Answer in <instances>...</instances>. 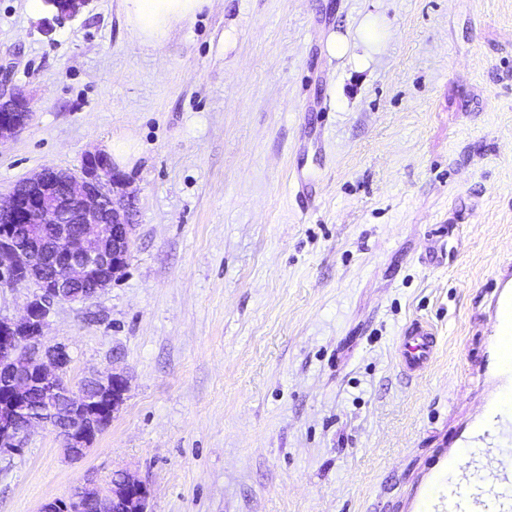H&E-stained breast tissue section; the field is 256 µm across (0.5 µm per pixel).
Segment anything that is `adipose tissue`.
I'll list each match as a JSON object with an SVG mask.
<instances>
[{"label": "adipose tissue", "mask_w": 512, "mask_h": 512, "mask_svg": "<svg viewBox=\"0 0 512 512\" xmlns=\"http://www.w3.org/2000/svg\"><path fill=\"white\" fill-rule=\"evenodd\" d=\"M212 3L213 0H122L134 38L149 44L163 41L172 24L194 17Z\"/></svg>", "instance_id": "adipose-tissue-1"}]
</instances>
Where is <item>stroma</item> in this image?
Here are the masks:
<instances>
[{"instance_id":"obj_1","label":"stroma","mask_w":512,"mask_h":512,"mask_svg":"<svg viewBox=\"0 0 512 512\" xmlns=\"http://www.w3.org/2000/svg\"><path fill=\"white\" fill-rule=\"evenodd\" d=\"M0 67L34 110L0 195L117 140L139 197L123 274L44 336L68 385L115 370L125 401L82 457L49 426L1 455L0 512L117 471L151 512H397L482 400L512 0H214L158 45L120 0L61 24L0 0ZM415 317L438 331L418 376L396 358Z\"/></svg>"}]
</instances>
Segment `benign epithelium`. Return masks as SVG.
I'll use <instances>...</instances> for the list:
<instances>
[{"instance_id":"1","label":"benign epithelium","mask_w":512,"mask_h":512,"mask_svg":"<svg viewBox=\"0 0 512 512\" xmlns=\"http://www.w3.org/2000/svg\"><path fill=\"white\" fill-rule=\"evenodd\" d=\"M30 107L0 70V141L28 124ZM137 204L120 172L109 175L88 163L78 173L45 168L0 200V287L25 282L38 288L20 319H0V387L11 396L10 405L0 409L1 454L19 452L32 429L49 423L63 437L68 456L81 457L100 434L90 425L104 415L112 419L122 404L127 379L114 371L93 374L56 398L70 356L62 345L44 346L42 338L54 303L90 301L121 276ZM13 224L46 225L54 245L26 257L12 237ZM36 383L45 387L51 421L29 412ZM82 498L94 512H151L147 485L124 471L113 474L109 490L88 483L67 500L44 504L40 512H70L69 504Z\"/></svg>"}]
</instances>
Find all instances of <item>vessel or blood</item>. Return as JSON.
<instances>
[{"mask_svg":"<svg viewBox=\"0 0 512 512\" xmlns=\"http://www.w3.org/2000/svg\"><path fill=\"white\" fill-rule=\"evenodd\" d=\"M484 317L502 373L485 407L459 435L461 443L484 449L467 459L451 450L434 456L411 491L409 512H512V459L493 446L500 424L493 407L512 399V276L502 275L491 290ZM435 351L432 326L412 320L397 348L399 366L410 374L423 372Z\"/></svg>","mask_w":512,"mask_h":512,"instance_id":"obj_1","label":"vessel or blood"}]
</instances>
